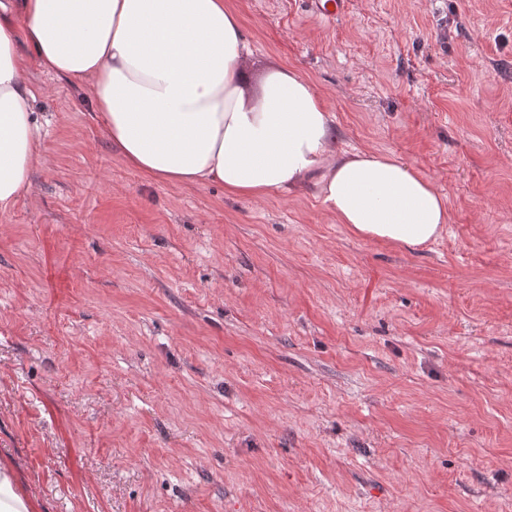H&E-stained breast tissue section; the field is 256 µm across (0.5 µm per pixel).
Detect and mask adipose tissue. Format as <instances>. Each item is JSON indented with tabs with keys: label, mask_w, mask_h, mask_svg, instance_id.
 I'll use <instances>...</instances> for the list:
<instances>
[{
	"label": "adipose tissue",
	"mask_w": 512,
	"mask_h": 512,
	"mask_svg": "<svg viewBox=\"0 0 512 512\" xmlns=\"http://www.w3.org/2000/svg\"><path fill=\"white\" fill-rule=\"evenodd\" d=\"M248 55L226 0H0V213L43 162L34 65L89 85L113 152L151 180L249 198L310 185L358 237L419 249L444 236L448 200L430 179L339 149L333 113L295 69L270 67L252 93Z\"/></svg>",
	"instance_id": "ef3b65f1"
}]
</instances>
